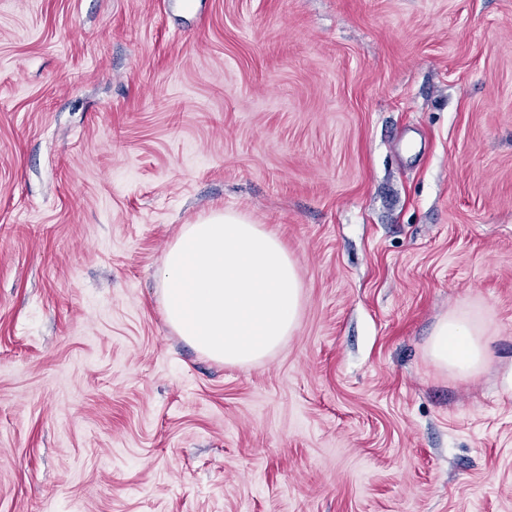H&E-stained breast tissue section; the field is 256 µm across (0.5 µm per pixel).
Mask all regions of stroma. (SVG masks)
<instances>
[{
    "label": "stroma",
    "mask_w": 512,
    "mask_h": 512,
    "mask_svg": "<svg viewBox=\"0 0 512 512\" xmlns=\"http://www.w3.org/2000/svg\"><path fill=\"white\" fill-rule=\"evenodd\" d=\"M219 210L303 284L250 367L161 311ZM0 512H512V0H0ZM485 331L471 310H454L435 325L426 346L428 358L459 376L479 374L489 358Z\"/></svg>",
    "instance_id": "35a3bbf8"
}]
</instances>
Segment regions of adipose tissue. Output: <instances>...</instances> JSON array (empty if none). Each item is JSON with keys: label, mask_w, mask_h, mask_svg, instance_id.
Wrapping results in <instances>:
<instances>
[{"label": "adipose tissue", "mask_w": 512, "mask_h": 512, "mask_svg": "<svg viewBox=\"0 0 512 512\" xmlns=\"http://www.w3.org/2000/svg\"><path fill=\"white\" fill-rule=\"evenodd\" d=\"M166 323L200 353L248 366L277 351L299 322L302 284L286 246L233 211L184 225L161 269ZM485 331L469 310L435 325L428 358L460 376L479 374L489 358Z\"/></svg>", "instance_id": "1"}]
</instances>
